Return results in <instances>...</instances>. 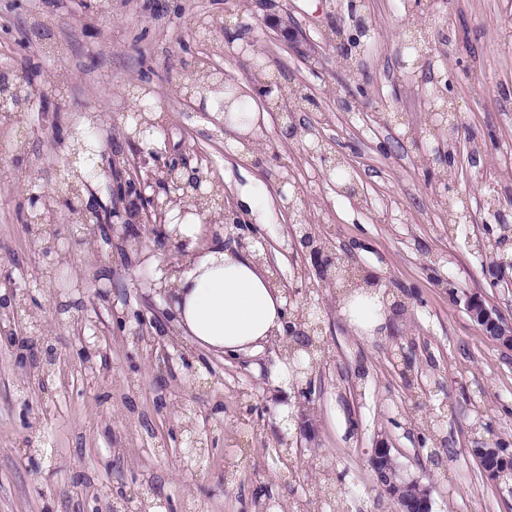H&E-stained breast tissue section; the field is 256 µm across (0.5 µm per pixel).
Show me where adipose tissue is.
I'll return each mask as SVG.
<instances>
[{"instance_id":"1","label":"adipose tissue","mask_w":512,"mask_h":512,"mask_svg":"<svg viewBox=\"0 0 512 512\" xmlns=\"http://www.w3.org/2000/svg\"><path fill=\"white\" fill-rule=\"evenodd\" d=\"M168 303L184 335L200 347L230 356H254L284 332L282 291L256 256L217 243L188 253L173 278ZM340 313L358 334L389 330L392 301L381 284L362 281L346 292Z\"/></svg>"}]
</instances>
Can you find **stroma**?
Returning a JSON list of instances; mask_svg holds the SVG:
<instances>
[{
	"mask_svg": "<svg viewBox=\"0 0 512 512\" xmlns=\"http://www.w3.org/2000/svg\"><path fill=\"white\" fill-rule=\"evenodd\" d=\"M272 13L308 37L314 59L267 27ZM202 17L218 23L205 40L194 33ZM360 18L367 48L351 42ZM406 28L427 38L417 51L398 49ZM202 58L260 114L253 162L231 156L222 114L176 90ZM256 62L309 95L294 111L295 134L257 95ZM1 68L59 80L60 90L47 114L0 137V295L27 290L30 311L49 312L44 336L57 357L47 394L26 379L17 347L0 341V512H95V491L138 512L147 483L164 492L166 512H395L373 481L380 439L431 488L432 512H512V484L490 479L473 454L512 449V346L464 306L480 294L512 323V269L491 268L483 247L499 222L512 225V0H0ZM428 70L448 80L455 132L431 126L418 80ZM138 85L155 93L166 131L143 143L114 129L109 157L201 161L225 213L204 225L201 246L268 241L288 320L304 308L319 317L313 370L287 373L277 339L257 357L230 359L179 336L175 319L142 327L148 304L167 306L147 280L174 255L151 224L138 227L139 250L127 251L117 229L91 254L61 223L55 246L71 286L56 295L35 281L30 189L54 187L60 141L82 116L106 122L132 109ZM314 146L337 159L334 171ZM256 187L267 202L241 217L238 197ZM301 223L396 294L387 336L347 325L340 288L323 287L292 237ZM92 281L107 291L96 304ZM82 354L95 372L73 366ZM305 408L313 438L280 448ZM31 420L42 441L29 442ZM187 421L203 448L180 432Z\"/></svg>",
	"mask_w": 512,
	"mask_h": 512,
	"instance_id": "obj_1",
	"label": "stroma"
}]
</instances>
